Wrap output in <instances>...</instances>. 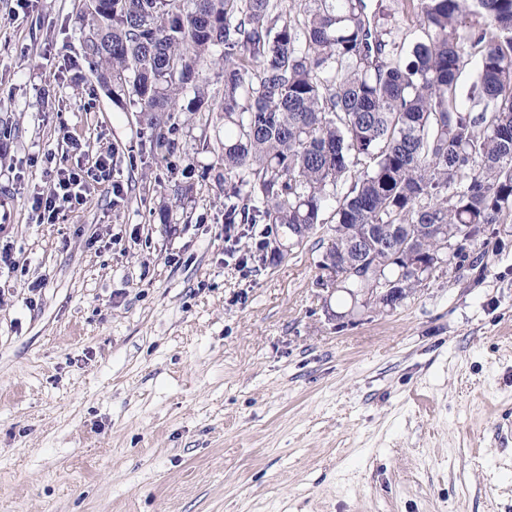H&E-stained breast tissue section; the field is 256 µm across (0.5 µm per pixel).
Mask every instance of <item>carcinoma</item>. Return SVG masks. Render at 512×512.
Here are the masks:
<instances>
[{
  "label": "carcinoma",
  "instance_id": "1",
  "mask_svg": "<svg viewBox=\"0 0 512 512\" xmlns=\"http://www.w3.org/2000/svg\"><path fill=\"white\" fill-rule=\"evenodd\" d=\"M82 0L81 47L116 104L130 98L149 149L173 155L207 100L203 67L224 49V223L264 224L281 259L325 224L327 187L346 186L320 268L344 288L415 287L414 260L456 257L487 226L512 222V0H406L424 38L407 56L371 23L365 0ZM479 56L482 108L458 105V78ZM362 166L359 174L353 169Z\"/></svg>",
  "mask_w": 512,
  "mask_h": 512
}]
</instances>
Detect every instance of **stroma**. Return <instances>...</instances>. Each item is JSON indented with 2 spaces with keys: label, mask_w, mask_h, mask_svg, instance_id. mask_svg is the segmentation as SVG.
Wrapping results in <instances>:
<instances>
[{
  "label": "stroma",
  "mask_w": 512,
  "mask_h": 512,
  "mask_svg": "<svg viewBox=\"0 0 512 512\" xmlns=\"http://www.w3.org/2000/svg\"><path fill=\"white\" fill-rule=\"evenodd\" d=\"M80 7L0 0V512H512V224L396 309L331 316L324 230L277 263L263 225L230 236L214 129L151 154ZM92 174L90 169L85 170L80 166L61 169L52 186L34 201L33 209L38 212L39 223L51 224L56 212L65 203L74 207L81 205Z\"/></svg>",
  "instance_id": "1"
}]
</instances>
